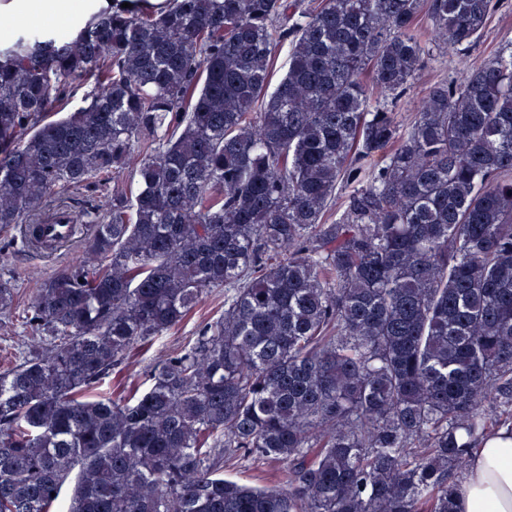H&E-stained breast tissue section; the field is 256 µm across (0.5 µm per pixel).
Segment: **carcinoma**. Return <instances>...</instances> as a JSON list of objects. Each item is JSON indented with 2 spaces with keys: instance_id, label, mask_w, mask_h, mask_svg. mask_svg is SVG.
Returning a JSON list of instances; mask_svg holds the SVG:
<instances>
[{
  "instance_id": "1",
  "label": "carcinoma",
  "mask_w": 512,
  "mask_h": 512,
  "mask_svg": "<svg viewBox=\"0 0 512 512\" xmlns=\"http://www.w3.org/2000/svg\"><path fill=\"white\" fill-rule=\"evenodd\" d=\"M424 9L458 46L492 0L0 20V227L39 250L62 191L102 196L71 220L90 258L41 284L0 372V512H51L72 477L59 512H454L469 448L512 427V50L403 128L388 100L425 55ZM124 176L134 191L109 188ZM221 287L146 391L90 397ZM14 302L0 280V313ZM221 454L286 465L288 488L221 477Z\"/></svg>"
}]
</instances>
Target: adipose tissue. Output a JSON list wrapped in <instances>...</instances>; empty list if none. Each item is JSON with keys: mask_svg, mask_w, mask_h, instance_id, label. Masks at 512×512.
<instances>
[{"mask_svg": "<svg viewBox=\"0 0 512 512\" xmlns=\"http://www.w3.org/2000/svg\"><path fill=\"white\" fill-rule=\"evenodd\" d=\"M103 0H0V10L21 24H47L66 31ZM456 512H512V431L502 428L478 441L468 474L455 496Z\"/></svg>", "mask_w": 512, "mask_h": 512, "instance_id": "obj_1", "label": "adipose tissue"}]
</instances>
